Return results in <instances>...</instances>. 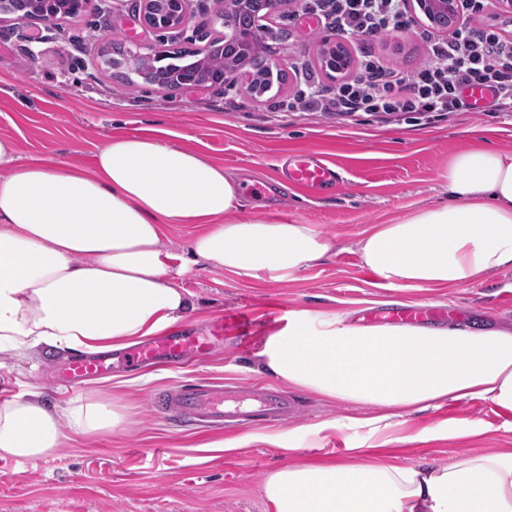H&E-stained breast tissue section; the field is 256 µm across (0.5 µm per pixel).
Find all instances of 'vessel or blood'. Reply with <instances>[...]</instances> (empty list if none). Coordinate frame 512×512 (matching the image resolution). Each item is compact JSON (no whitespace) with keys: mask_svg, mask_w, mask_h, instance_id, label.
<instances>
[{"mask_svg":"<svg viewBox=\"0 0 512 512\" xmlns=\"http://www.w3.org/2000/svg\"><path fill=\"white\" fill-rule=\"evenodd\" d=\"M285 176L300 189L319 193L339 183L341 176L334 163L315 152H299L284 160ZM430 309L398 308L375 313L374 318L386 323H417L433 317ZM224 344V319L216 317L205 332L175 328L152 337L123 355L99 353L78 355L69 360L58 375L59 385L73 388L84 381L110 374L118 363L149 366L159 363L180 367L186 357L207 359ZM158 417L166 419L190 418L202 428H223L229 422H239L243 414L239 407L230 405L220 381L174 383L155 392L150 398ZM259 417L269 423L282 420L290 402L286 391L276 388L261 389L258 395Z\"/></svg>","mask_w":512,"mask_h":512,"instance_id":"1","label":"vessel or blood"}]
</instances>
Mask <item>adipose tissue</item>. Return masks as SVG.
I'll return each instance as SVG.
<instances>
[{
    "mask_svg": "<svg viewBox=\"0 0 512 512\" xmlns=\"http://www.w3.org/2000/svg\"><path fill=\"white\" fill-rule=\"evenodd\" d=\"M0 166L9 170L0 177V355L124 349L175 324L191 303L177 284L183 267L161 247L169 224L203 225L192 258L245 278L299 271L331 249L313 224L230 220L238 181L161 128L107 139L90 174L51 158L21 160L7 137ZM443 177L447 203L374 225L361 239L379 287L430 292L512 267V151H462ZM259 355L262 369L290 386L371 407L315 424L316 441L361 430L385 445L493 432L451 419L404 434L410 412L463 400L492 405L512 430V331L368 325L300 309ZM124 422L119 405L94 396L60 410L33 392L0 402V457L34 462L61 448L66 430L110 432ZM264 494L270 512H512V454L444 466H284L266 475Z\"/></svg>",
    "mask_w": 512,
    "mask_h": 512,
    "instance_id": "adipose-tissue-1",
    "label": "adipose tissue"
}]
</instances>
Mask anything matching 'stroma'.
Masks as SVG:
<instances>
[{
    "mask_svg": "<svg viewBox=\"0 0 512 512\" xmlns=\"http://www.w3.org/2000/svg\"><path fill=\"white\" fill-rule=\"evenodd\" d=\"M218 9L217 0H192L185 26L175 31L144 29L139 0H98L79 16H61L49 25L0 15V137L13 139L22 159L51 157L89 172L97 146L112 135L163 128L172 132L173 143L224 166L246 187L275 180L284 154L315 151L338 167L342 182L336 192L311 197L278 184L268 194L242 195L233 218L246 222L262 214L314 224L333 247L290 275L263 272L241 278L202 260L187 268L180 284L193 309L185 323L204 325L222 313L249 311V350L228 342L204 362L189 361L177 369L122 367L74 389L53 382L63 355L42 351L20 362L0 359V377L9 382L1 400L35 389L46 404L63 408L96 391L123 405L128 418L123 428L106 435L68 432L62 448L35 462L0 457V512H266L262 486L267 473L305 461L350 458L353 437L330 433L316 443L306 429L347 411L361 413V406L327 402L299 389L289 391L295 410L277 424L204 429L185 418H159L149 404L155 389L181 380L245 389L274 385V378L259 370L258 352L264 338L285 324L289 311L362 317L394 299L444 309L457 325L489 320L512 329V267L483 283L392 293L378 287L357 251L359 238L372 225L447 200L441 174L454 152L478 143L512 150V120L492 112H460L424 127L378 123L365 115L350 121L331 112L287 111L301 88L292 73L295 63L307 64L323 85L336 84L322 62L320 26L313 19H293L291 0H283L266 22L287 48L288 77L259 97L242 81L170 91L136 75L124 86L102 62V51L114 38L152 54L204 50L207 37L222 30L215 21ZM372 47L408 70L425 59L415 35L379 37ZM452 418L498 420L489 404L462 401L412 415L406 431ZM279 433L291 434L294 450L262 440ZM485 452L512 453V431L391 444L366 454L408 467L443 466Z\"/></svg>",
    "mask_w": 512,
    "mask_h": 512,
    "instance_id": "obj_1",
    "label": "stroma"
}]
</instances>
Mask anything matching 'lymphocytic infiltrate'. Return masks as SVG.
Returning <instances> with one entry per match:
<instances>
[{
  "label": "lymphocytic infiltrate",
  "instance_id": "obj_1",
  "mask_svg": "<svg viewBox=\"0 0 512 512\" xmlns=\"http://www.w3.org/2000/svg\"><path fill=\"white\" fill-rule=\"evenodd\" d=\"M298 15L317 18L324 31L359 44L358 65L336 86L321 85L302 68L304 87L288 102L292 112H333L345 119L396 117L428 125L473 111L467 91H488V111L512 115V37L492 23L490 0H461L463 17L448 35L421 31L406 0H297ZM419 34L426 58L410 71L365 49L380 36Z\"/></svg>",
  "mask_w": 512,
  "mask_h": 512
}]
</instances>
